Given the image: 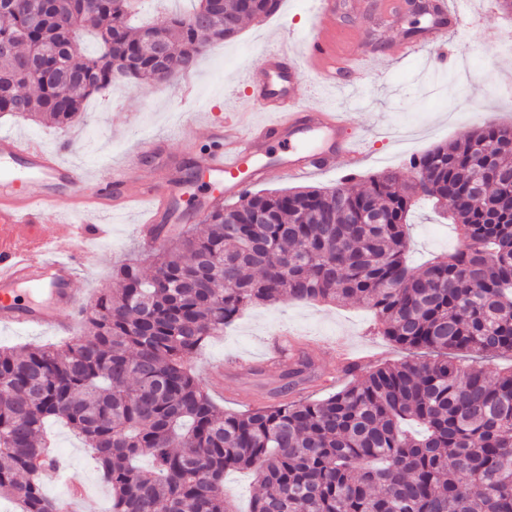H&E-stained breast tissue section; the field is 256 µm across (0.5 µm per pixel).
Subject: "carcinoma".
I'll use <instances>...</instances> for the list:
<instances>
[{"mask_svg": "<svg viewBox=\"0 0 512 512\" xmlns=\"http://www.w3.org/2000/svg\"><path fill=\"white\" fill-rule=\"evenodd\" d=\"M15 2L0 0V114L59 128L114 81L168 84L275 12L223 0L203 26L210 0L156 23L137 22L138 0ZM156 27L164 65L146 40ZM488 162L512 174V128L482 125L358 189L246 191L210 210L205 230L168 238L151 274L136 259L112 272L116 288L83 309L84 337L0 347V497L64 512L38 466H56L44 427L63 420L94 450L112 512H237L224 474L244 469L260 485L250 512H512V370L481 365L512 355V189L483 177ZM472 182L478 194L462 196ZM419 200L448 214L460 244L414 267ZM290 301L365 305L408 357L353 368L322 399L222 410L191 359L249 308ZM313 374L299 356L284 377ZM141 456L154 467L138 468Z\"/></svg>", "mask_w": 512, "mask_h": 512, "instance_id": "cac0c4a2", "label": "carcinoma"}]
</instances>
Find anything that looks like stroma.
<instances>
[{
    "mask_svg": "<svg viewBox=\"0 0 512 512\" xmlns=\"http://www.w3.org/2000/svg\"><path fill=\"white\" fill-rule=\"evenodd\" d=\"M380 0H343L336 19L339 49L361 47L368 58L428 30L432 18L398 11L387 20ZM465 27L452 34L438 54L417 55L384 77L366 79L358 96L309 81L307 109L333 108L349 115L348 135L359 140L365 160L357 172L365 177L384 169H402L410 156L454 140L486 118L512 126V54H497L489 33L505 30L507 17L496 0H466ZM316 30L311 0H280L276 12L260 22L245 23L232 40L214 45L201 57L192 99H185L179 82L163 86L126 82L113 84L88 99L82 121L69 128L72 161L90 171L118 164L134 151L139 140H164L169 155L171 200L180 223L199 224L200 199L213 191L212 178L186 183L188 167L197 165L209 145L206 128L223 120L225 113L249 108L246 81L249 71L263 67L266 56L282 47L299 51ZM138 210L99 215L111 225L108 238L92 243L95 261L77 285L84 302L100 289L111 287L112 271L139 248ZM413 265L453 250L458 243L454 225L429 205L417 207L411 217ZM290 334L296 346L309 353L320 376L307 384L306 396L321 399L349 381L340 375L336 344L352 349L372 367L402 358V351L376 334L372 313L359 304L287 302L251 308L223 335L210 340L192 364L217 404L239 411L272 402L279 370L265 364L270 338ZM53 447L67 468L66 480L44 475L46 494L57 499L69 495L70 484L83 486L85 497L75 502L76 512H110L111 497L100 467L65 425L48 429Z\"/></svg>",
    "mask_w": 512,
    "mask_h": 512,
    "instance_id": "stroma-1",
    "label": "stroma"
}]
</instances>
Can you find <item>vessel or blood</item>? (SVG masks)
Masks as SVG:
<instances>
[{
    "instance_id": "1",
    "label": "vessel or blood",
    "mask_w": 512,
    "mask_h": 512,
    "mask_svg": "<svg viewBox=\"0 0 512 512\" xmlns=\"http://www.w3.org/2000/svg\"><path fill=\"white\" fill-rule=\"evenodd\" d=\"M434 14L443 22L428 32L425 42L444 46L448 34L466 21L460 6L448 0H433ZM336 15V0H317L321 28L303 47L310 72L322 76L330 85H344L356 91L367 72L346 66L336 51V36L331 21ZM422 42V43H425ZM422 43L407 42L401 51L378 56L377 71L386 73L405 56L420 49ZM252 108L272 113L269 121L253 126L229 128L213 126L208 130L210 150L200 162L204 173L223 182V193L209 194L202 209H210L222 197L241 193L264 181L270 169L257 165L255 158L270 142H283L296 133H318L328 137L332 151L312 153L288 146L282 158L281 172L291 175L314 174L331 170L335 159H343L348 171L358 169L363 152L357 140L341 137L346 123L342 112H309L302 101L306 85L298 69L288 66L283 57L249 77ZM71 141L59 139L47 147L37 139L12 133H0V327H49L66 334L72 328L67 312L77 307L76 283L87 271L90 252L78 250V241L99 237L103 225L93 223L96 214L128 208L135 198L130 191L133 175L144 159L152 158L159 170H166L163 144L143 143L139 152L125 165L108 167L86 175L64 161ZM70 199L75 221L61 220L43 228L40 216ZM147 215L140 229L160 223L169 210L166 193L153 191Z\"/></svg>"
}]
</instances>
